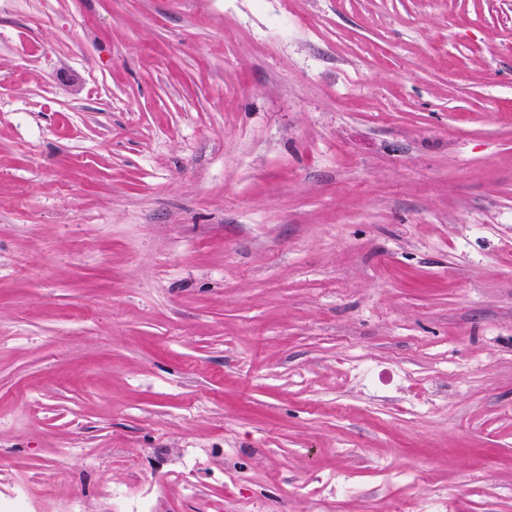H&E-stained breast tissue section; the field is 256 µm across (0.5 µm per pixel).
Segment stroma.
<instances>
[{"label":"stroma","instance_id":"35a3bbf8","mask_svg":"<svg viewBox=\"0 0 512 512\" xmlns=\"http://www.w3.org/2000/svg\"><path fill=\"white\" fill-rule=\"evenodd\" d=\"M0 474L512 512V0H0Z\"/></svg>","mask_w":512,"mask_h":512}]
</instances>
